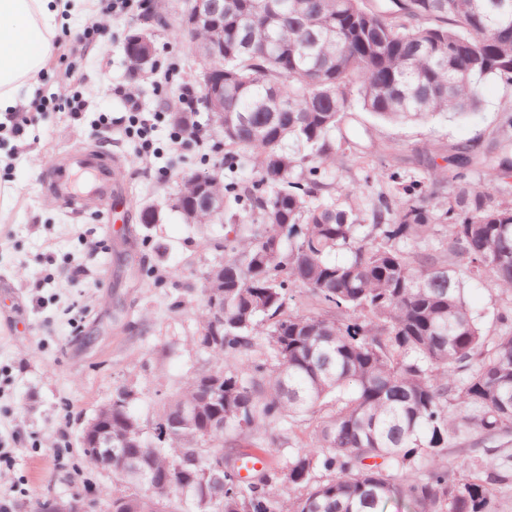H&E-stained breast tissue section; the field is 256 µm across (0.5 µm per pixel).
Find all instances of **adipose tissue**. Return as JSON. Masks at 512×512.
Returning a JSON list of instances; mask_svg holds the SVG:
<instances>
[{
  "label": "adipose tissue",
  "mask_w": 512,
  "mask_h": 512,
  "mask_svg": "<svg viewBox=\"0 0 512 512\" xmlns=\"http://www.w3.org/2000/svg\"><path fill=\"white\" fill-rule=\"evenodd\" d=\"M57 0H0V113L44 66L61 25Z\"/></svg>",
  "instance_id": "ef3b65f1"
}]
</instances>
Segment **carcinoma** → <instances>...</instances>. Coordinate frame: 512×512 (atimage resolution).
<instances>
[{
	"mask_svg": "<svg viewBox=\"0 0 512 512\" xmlns=\"http://www.w3.org/2000/svg\"><path fill=\"white\" fill-rule=\"evenodd\" d=\"M224 24L196 35L224 44V165L245 159L249 184L224 183V261L203 293L224 292V329L203 303L199 345L220 379L169 397L146 435L122 390L112 438V512H498L492 486L512 457L476 480L456 477L448 448L473 429L483 451L512 431V306L486 334L466 282L512 298V106L488 138L419 159V191L382 195L370 218L322 172L367 155L353 105L395 123L463 118L489 80L512 85V0H223ZM139 35L167 19L147 9ZM340 137H335V132ZM480 171V182L468 173ZM346 254L343 260L332 254ZM317 311L288 309V288ZM197 409L185 423L184 412ZM319 416L311 443L242 480L238 449L267 427ZM224 469H218V465Z\"/></svg>",
	"mask_w": 512,
	"mask_h": 512,
	"instance_id": "cac0c4a2",
	"label": "carcinoma"
}]
</instances>
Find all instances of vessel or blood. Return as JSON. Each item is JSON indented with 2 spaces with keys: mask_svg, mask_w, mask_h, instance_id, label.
<instances>
[{
  "mask_svg": "<svg viewBox=\"0 0 512 512\" xmlns=\"http://www.w3.org/2000/svg\"><path fill=\"white\" fill-rule=\"evenodd\" d=\"M46 166L50 188L80 204L103 206L114 195V169L103 151L78 144L62 157L49 159Z\"/></svg>",
  "mask_w": 512,
  "mask_h": 512,
  "instance_id": "obj_1",
  "label": "vessel or blood"
}]
</instances>
